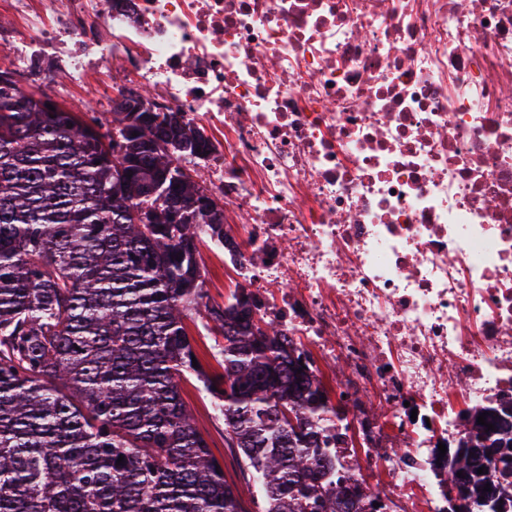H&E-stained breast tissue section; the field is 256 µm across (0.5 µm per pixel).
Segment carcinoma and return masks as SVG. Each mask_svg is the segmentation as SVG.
I'll list each match as a JSON object with an SVG mask.
<instances>
[{
  "label": "carcinoma",
  "mask_w": 512,
  "mask_h": 512,
  "mask_svg": "<svg viewBox=\"0 0 512 512\" xmlns=\"http://www.w3.org/2000/svg\"><path fill=\"white\" fill-rule=\"evenodd\" d=\"M18 93L27 111L0 110V512H241L181 397L187 373L259 512L362 502L308 362L245 292L203 302L199 243H224V209L176 166L208 162L210 138L182 112L69 108L0 69V106ZM202 307L224 336L220 378L193 367L185 320ZM459 471L481 512H512V403L464 417L448 483Z\"/></svg>",
  "instance_id": "1"
}]
</instances>
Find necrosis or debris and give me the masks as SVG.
Instances as JSON below:
<instances>
[{
    "label": "necrosis or debris",
    "instance_id": "necrosis-or-debris-1",
    "mask_svg": "<svg viewBox=\"0 0 512 512\" xmlns=\"http://www.w3.org/2000/svg\"><path fill=\"white\" fill-rule=\"evenodd\" d=\"M18 69H113L218 144L224 268L365 401L335 454L446 512L466 410L512 398V0H0Z\"/></svg>",
    "mask_w": 512,
    "mask_h": 512
}]
</instances>
